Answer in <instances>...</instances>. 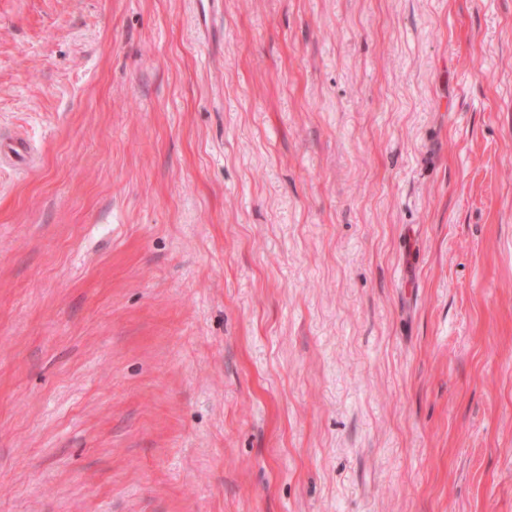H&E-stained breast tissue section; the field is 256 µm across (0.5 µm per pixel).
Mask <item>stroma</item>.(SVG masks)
Here are the masks:
<instances>
[{
  "label": "stroma",
  "instance_id": "35a3bbf8",
  "mask_svg": "<svg viewBox=\"0 0 512 512\" xmlns=\"http://www.w3.org/2000/svg\"><path fill=\"white\" fill-rule=\"evenodd\" d=\"M0 0V512H512V0Z\"/></svg>",
  "mask_w": 512,
  "mask_h": 512
}]
</instances>
